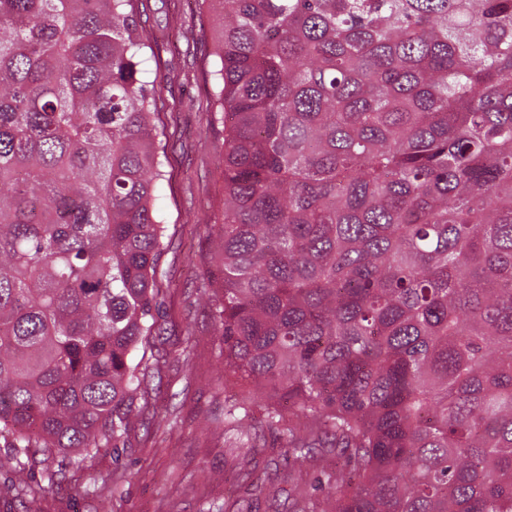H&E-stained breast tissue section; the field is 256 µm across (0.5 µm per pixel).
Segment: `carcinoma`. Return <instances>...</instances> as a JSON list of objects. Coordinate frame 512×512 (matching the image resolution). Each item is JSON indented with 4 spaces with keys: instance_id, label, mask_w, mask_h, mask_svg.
<instances>
[{
    "instance_id": "obj_1",
    "label": "carcinoma",
    "mask_w": 512,
    "mask_h": 512,
    "mask_svg": "<svg viewBox=\"0 0 512 512\" xmlns=\"http://www.w3.org/2000/svg\"><path fill=\"white\" fill-rule=\"evenodd\" d=\"M224 432L290 512H512V0H203ZM134 0H0V469L116 448L161 371L167 152Z\"/></svg>"
}]
</instances>
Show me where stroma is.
Listing matches in <instances>:
<instances>
[{
  "instance_id": "obj_1",
  "label": "stroma",
  "mask_w": 512,
  "mask_h": 512,
  "mask_svg": "<svg viewBox=\"0 0 512 512\" xmlns=\"http://www.w3.org/2000/svg\"><path fill=\"white\" fill-rule=\"evenodd\" d=\"M140 21L153 54L146 81L164 104L161 122L175 145L156 206L173 235L159 266L166 366L153 405L118 450L74 467L56 458L60 484L47 487L39 512H224L248 499L254 512H288V463L279 448L244 453L213 435L224 420V345L201 289L212 250L208 219L222 196L223 126L216 119L217 59L201 0H141ZM107 485L110 496H98Z\"/></svg>"
}]
</instances>
